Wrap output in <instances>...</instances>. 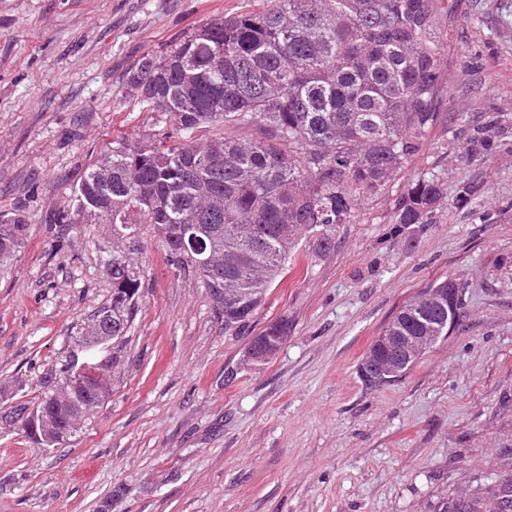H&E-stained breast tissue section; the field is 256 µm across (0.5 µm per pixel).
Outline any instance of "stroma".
Segmentation results:
<instances>
[{"mask_svg": "<svg viewBox=\"0 0 512 512\" xmlns=\"http://www.w3.org/2000/svg\"><path fill=\"white\" fill-rule=\"evenodd\" d=\"M265 0H0V214L30 236L0 273V512H432L478 478L512 474V0H457L436 128L349 223L335 248L302 237L284 279L237 333L158 237L113 243L110 225L64 239L85 169L126 137L157 133L125 97L128 68L211 19ZM497 120L471 162L472 122ZM443 189L413 242L391 234L419 177ZM475 187L468 203L456 195ZM142 285L111 396L61 444L32 443L10 411L65 382L74 339L112 292L113 254ZM447 278L459 327L399 380L357 368L397 311ZM287 319L286 344L241 370L251 338Z\"/></svg>", "mask_w": 512, "mask_h": 512, "instance_id": "stroma-1", "label": "stroma"}]
</instances>
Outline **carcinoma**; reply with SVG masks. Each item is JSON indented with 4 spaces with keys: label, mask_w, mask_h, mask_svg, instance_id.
I'll return each instance as SVG.
<instances>
[{
    "label": "carcinoma",
    "mask_w": 512,
    "mask_h": 512,
    "mask_svg": "<svg viewBox=\"0 0 512 512\" xmlns=\"http://www.w3.org/2000/svg\"><path fill=\"white\" fill-rule=\"evenodd\" d=\"M455 15L454 0H267L259 11L212 19L128 71L125 93L171 129L134 144L114 141L75 186L74 214L100 217L121 242L150 226L177 272L209 295L216 287L239 293L220 310L224 331L236 332L286 273L303 235L320 229L316 250L330 251L333 227L419 154L439 121ZM243 127L256 135H226ZM495 145L496 122L475 125L464 155L480 161ZM441 196L433 176L408 184L394 205L393 232L432 223ZM181 224L202 228L212 268L199 272L176 259ZM29 229L20 214L0 215V267ZM111 274L112 295L92 319L93 335L112 337L99 378L89 381L68 363L67 388L17 414L26 432L36 421L48 426L41 445L73 434L112 390L141 282L125 260ZM462 291L451 279L433 283L400 307L383 335L447 337ZM116 312L121 321L111 326ZM288 330L278 319L248 347L267 349L266 337ZM397 351L372 344L358 368L365 385L382 386L413 365L392 369ZM505 501L512 512V477L458 492L435 512H501Z\"/></svg>",
    "instance_id": "1"
}]
</instances>
